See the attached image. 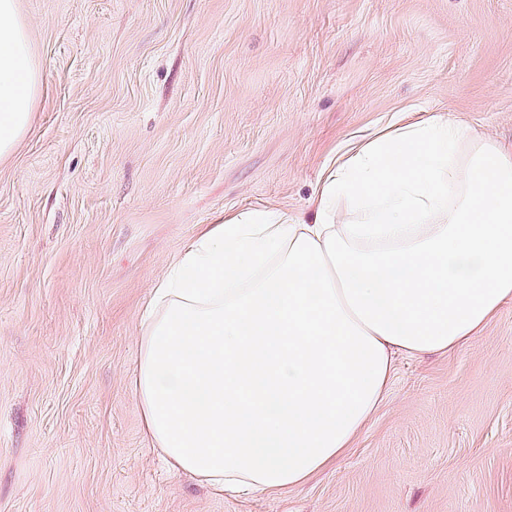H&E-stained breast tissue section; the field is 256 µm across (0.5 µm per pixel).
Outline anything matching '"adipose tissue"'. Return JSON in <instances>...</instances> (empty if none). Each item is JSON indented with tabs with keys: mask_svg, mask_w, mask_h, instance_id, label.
I'll use <instances>...</instances> for the list:
<instances>
[{
	"mask_svg": "<svg viewBox=\"0 0 512 512\" xmlns=\"http://www.w3.org/2000/svg\"><path fill=\"white\" fill-rule=\"evenodd\" d=\"M42 85L0 0V159ZM512 300V150L444 117L322 177L311 222L210 225L154 289L134 392L167 465L217 491L303 483L383 402L394 354L467 345Z\"/></svg>",
	"mask_w": 512,
	"mask_h": 512,
	"instance_id": "ef3b65f1",
	"label": "adipose tissue"
}]
</instances>
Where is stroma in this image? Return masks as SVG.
<instances>
[{
	"label": "stroma",
	"mask_w": 512,
	"mask_h": 512,
	"mask_svg": "<svg viewBox=\"0 0 512 512\" xmlns=\"http://www.w3.org/2000/svg\"><path fill=\"white\" fill-rule=\"evenodd\" d=\"M43 74L0 160V512H512V301L396 356L352 448L247 497L169 470L133 392L154 286L204 226L309 219L402 115L512 148V0H19Z\"/></svg>",
	"instance_id": "1"
}]
</instances>
